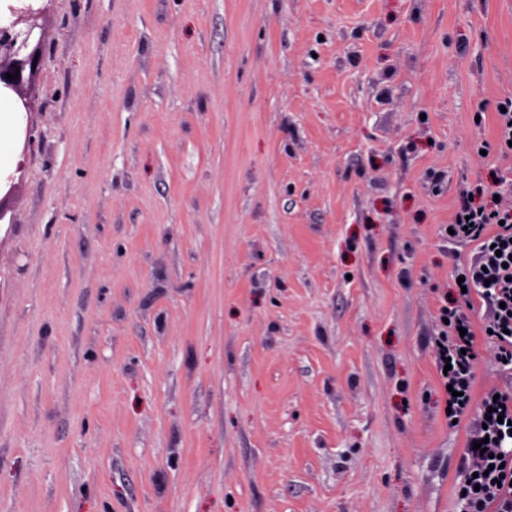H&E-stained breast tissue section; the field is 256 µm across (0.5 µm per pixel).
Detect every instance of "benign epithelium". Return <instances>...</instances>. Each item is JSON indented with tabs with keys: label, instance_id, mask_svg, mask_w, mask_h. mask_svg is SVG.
Returning <instances> with one entry per match:
<instances>
[{
	"label": "benign epithelium",
	"instance_id": "obj_1",
	"mask_svg": "<svg viewBox=\"0 0 512 512\" xmlns=\"http://www.w3.org/2000/svg\"><path fill=\"white\" fill-rule=\"evenodd\" d=\"M48 5L28 4L0 17V98L33 111L47 40ZM18 78L8 79L6 74Z\"/></svg>",
	"mask_w": 512,
	"mask_h": 512
}]
</instances>
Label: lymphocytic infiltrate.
I'll list each match as a JSON object with an SVG mask.
<instances>
[{
  "label": "lymphocytic infiltrate",
  "instance_id": "f902f5d3",
  "mask_svg": "<svg viewBox=\"0 0 512 512\" xmlns=\"http://www.w3.org/2000/svg\"><path fill=\"white\" fill-rule=\"evenodd\" d=\"M450 227V242L475 250L459 269L464 292L441 302L429 340L445 407L451 418L470 420L456 499L460 512H512V177H499L491 192L478 184L463 186ZM478 301L485 306L479 318L473 315ZM481 333L502 384L477 400L475 346ZM495 455L502 466L492 467Z\"/></svg>",
  "mask_w": 512,
  "mask_h": 512
}]
</instances>
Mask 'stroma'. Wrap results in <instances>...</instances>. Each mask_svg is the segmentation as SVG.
Wrapping results in <instances>:
<instances>
[{"label":"stroma","instance_id":"35a3bbf8","mask_svg":"<svg viewBox=\"0 0 512 512\" xmlns=\"http://www.w3.org/2000/svg\"><path fill=\"white\" fill-rule=\"evenodd\" d=\"M0 223V512H456L425 340L512 0H51Z\"/></svg>","mask_w":512,"mask_h":512}]
</instances>
